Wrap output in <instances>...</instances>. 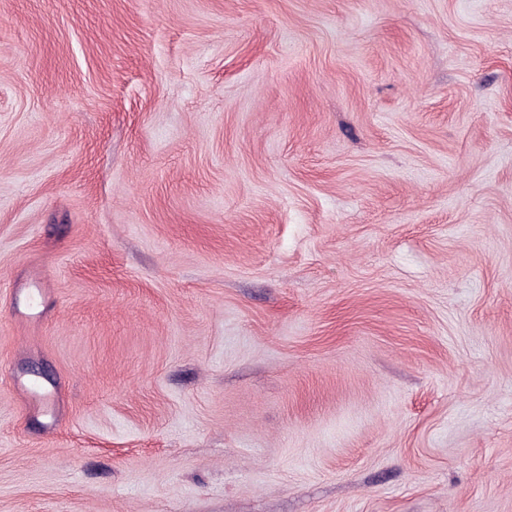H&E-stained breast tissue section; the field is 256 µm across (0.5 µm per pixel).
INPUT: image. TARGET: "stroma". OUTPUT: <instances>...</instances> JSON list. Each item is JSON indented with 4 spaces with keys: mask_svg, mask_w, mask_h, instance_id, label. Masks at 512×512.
<instances>
[{
    "mask_svg": "<svg viewBox=\"0 0 512 512\" xmlns=\"http://www.w3.org/2000/svg\"><path fill=\"white\" fill-rule=\"evenodd\" d=\"M0 512H512V0H0Z\"/></svg>",
    "mask_w": 512,
    "mask_h": 512,
    "instance_id": "stroma-1",
    "label": "stroma"
}]
</instances>
